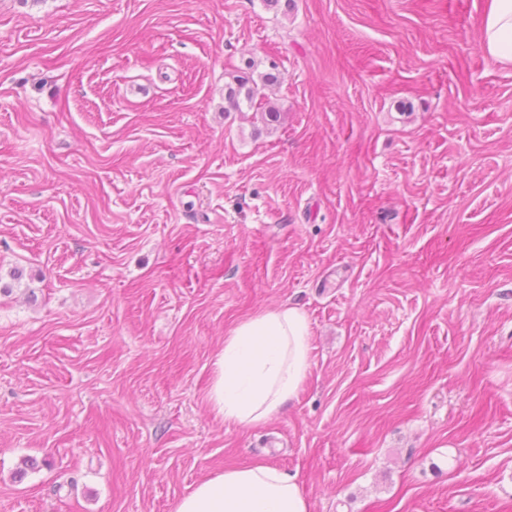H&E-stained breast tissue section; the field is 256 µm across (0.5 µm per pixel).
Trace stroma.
Masks as SVG:
<instances>
[{"mask_svg":"<svg viewBox=\"0 0 512 512\" xmlns=\"http://www.w3.org/2000/svg\"><path fill=\"white\" fill-rule=\"evenodd\" d=\"M482 6L0 0V512H174L254 465L309 512H512V65ZM250 59L283 75L270 129L224 110ZM286 304L303 389L224 423L225 333Z\"/></svg>","mask_w":512,"mask_h":512,"instance_id":"stroma-1","label":"stroma"}]
</instances>
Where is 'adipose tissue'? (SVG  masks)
<instances>
[{
  "label": "adipose tissue",
  "mask_w": 512,
  "mask_h": 512,
  "mask_svg": "<svg viewBox=\"0 0 512 512\" xmlns=\"http://www.w3.org/2000/svg\"><path fill=\"white\" fill-rule=\"evenodd\" d=\"M481 47L512 65V0H484ZM209 404L224 422L259 426L294 400L310 370V326L298 308L281 306L250 316L225 336L212 362ZM175 512H308L294 476L256 465L201 480Z\"/></svg>",
  "instance_id": "adipose-tissue-1"
}]
</instances>
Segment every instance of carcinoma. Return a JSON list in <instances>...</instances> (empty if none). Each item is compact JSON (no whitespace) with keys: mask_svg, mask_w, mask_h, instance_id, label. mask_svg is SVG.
I'll list each match as a JSON object with an SVG mask.
<instances>
[{"mask_svg":"<svg viewBox=\"0 0 512 512\" xmlns=\"http://www.w3.org/2000/svg\"><path fill=\"white\" fill-rule=\"evenodd\" d=\"M257 64L251 62L247 70L229 75V81L224 84V112H244V109H256L261 113L266 124L278 121L279 112L267 97L266 90L276 86L280 74L271 71L254 76Z\"/></svg>","mask_w":512,"mask_h":512,"instance_id":"1","label":"carcinoma"}]
</instances>
